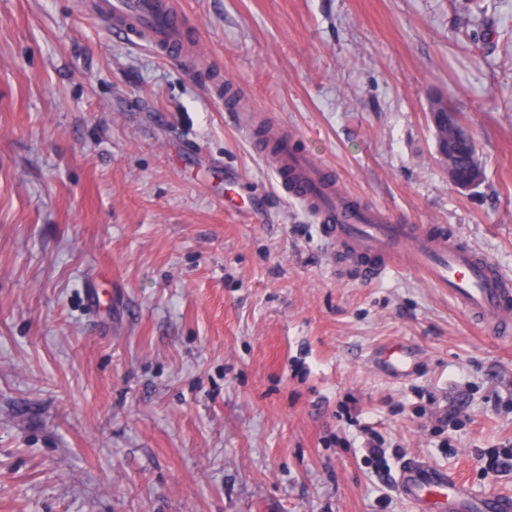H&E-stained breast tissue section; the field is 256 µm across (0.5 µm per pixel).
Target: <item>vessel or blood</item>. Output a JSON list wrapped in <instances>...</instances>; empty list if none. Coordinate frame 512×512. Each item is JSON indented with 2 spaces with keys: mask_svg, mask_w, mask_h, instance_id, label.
<instances>
[{
  "mask_svg": "<svg viewBox=\"0 0 512 512\" xmlns=\"http://www.w3.org/2000/svg\"><path fill=\"white\" fill-rule=\"evenodd\" d=\"M95 16L115 41L149 46L165 60L190 57L191 25L176 0H96ZM251 144L275 174L280 196L299 203L314 222L338 276L372 284L396 270L414 269L484 333L512 338V276L448 226L407 224L359 201L288 134L255 136ZM376 363L400 380L414 371L411 352L398 344L380 349ZM397 482L413 512H512L511 500L474 495L457 475L423 457L405 460Z\"/></svg>",
  "mask_w": 512,
  "mask_h": 512,
  "instance_id": "b4317fda",
  "label": "vessel or blood"
}]
</instances>
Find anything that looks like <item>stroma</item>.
I'll return each mask as SVG.
<instances>
[{"mask_svg": "<svg viewBox=\"0 0 512 512\" xmlns=\"http://www.w3.org/2000/svg\"><path fill=\"white\" fill-rule=\"evenodd\" d=\"M83 2L0 0V512H409L395 470L418 455L512 498L479 458L512 444V342L410 272L336 277L245 132L512 275V0H178L194 69ZM437 97L475 190L448 181ZM397 341L421 362L401 382L373 364Z\"/></svg>", "mask_w": 512, "mask_h": 512, "instance_id": "stroma-1", "label": "stroma"}]
</instances>
